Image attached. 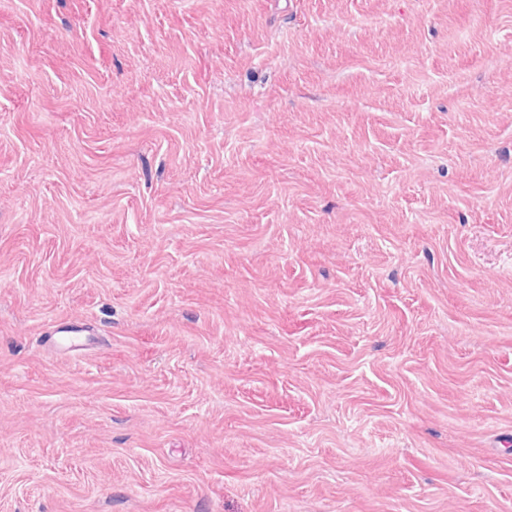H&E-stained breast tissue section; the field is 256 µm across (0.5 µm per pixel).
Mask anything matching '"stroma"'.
I'll use <instances>...</instances> for the list:
<instances>
[{"mask_svg":"<svg viewBox=\"0 0 512 512\" xmlns=\"http://www.w3.org/2000/svg\"><path fill=\"white\" fill-rule=\"evenodd\" d=\"M0 512H512V0H0Z\"/></svg>","mask_w":512,"mask_h":512,"instance_id":"1","label":"stroma"}]
</instances>
